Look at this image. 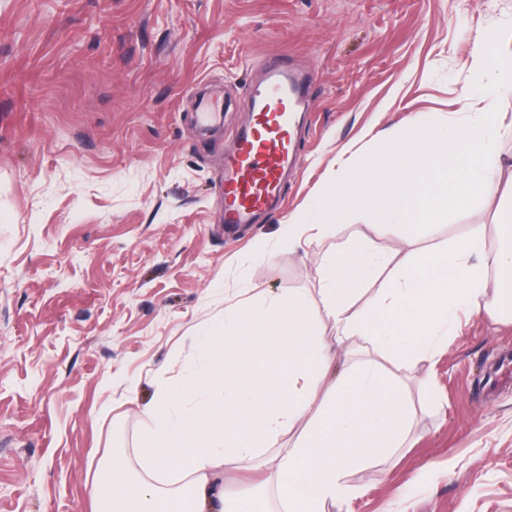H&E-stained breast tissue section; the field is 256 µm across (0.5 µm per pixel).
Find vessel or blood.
I'll return each mask as SVG.
<instances>
[{"mask_svg": "<svg viewBox=\"0 0 512 512\" xmlns=\"http://www.w3.org/2000/svg\"><path fill=\"white\" fill-rule=\"evenodd\" d=\"M309 73L273 61L247 99L249 125L237 135V147L224 159V225L252 223L257 214L278 205L279 185L294 155L293 135L300 113L307 111L304 91Z\"/></svg>", "mask_w": 512, "mask_h": 512, "instance_id": "vessel-or-blood-1", "label": "vessel or blood"}]
</instances>
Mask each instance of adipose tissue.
Returning a JSON list of instances; mask_svg holds the SVG:
<instances>
[{"label": "adipose tissue", "instance_id": "1", "mask_svg": "<svg viewBox=\"0 0 512 512\" xmlns=\"http://www.w3.org/2000/svg\"><path fill=\"white\" fill-rule=\"evenodd\" d=\"M497 227L493 237L478 225L447 245L408 250L394 266L370 237L353 238L321 261L317 308L290 290L265 308L225 307L223 320L196 338L204 375L188 371L144 411L154 482L111 459L92 484L97 512H250L251 498L225 491L224 468L289 434L293 443L260 483L277 512L346 503L354 493L347 470L399 448L412 420L375 354L406 364L433 358L456 311H480L490 295L512 306V206L500 211ZM385 269L387 288L354 309V296ZM317 319L359 337L372 358L330 374Z\"/></svg>", "mask_w": 512, "mask_h": 512}]
</instances>
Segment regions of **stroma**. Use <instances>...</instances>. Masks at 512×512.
<instances>
[{"mask_svg":"<svg viewBox=\"0 0 512 512\" xmlns=\"http://www.w3.org/2000/svg\"><path fill=\"white\" fill-rule=\"evenodd\" d=\"M512 0H0V512H92L99 465L140 471L143 409L201 365L193 338L224 307L292 290L317 301L333 238L283 239L336 177L418 113L455 123L476 37ZM308 66L282 204L224 230V158L267 58ZM478 204L428 230V251L512 204V136ZM372 236L397 263L400 225ZM429 360L394 373L402 448L352 467L348 512H512V318L458 311ZM427 382L420 392L419 382Z\"/></svg>","mask_w":512,"mask_h":512,"instance_id":"35a3bbf8","label":"stroma"}]
</instances>
